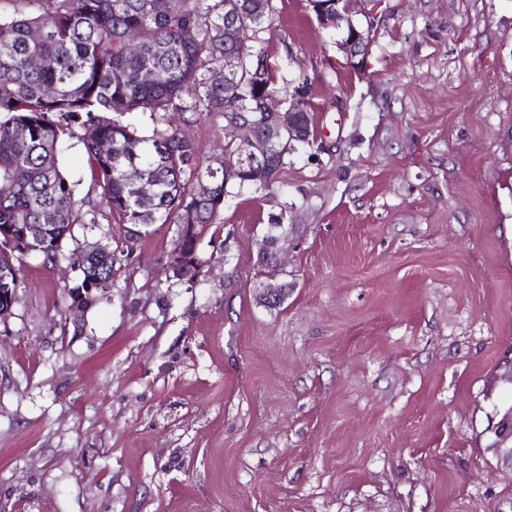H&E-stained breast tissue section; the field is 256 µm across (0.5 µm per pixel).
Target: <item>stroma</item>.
<instances>
[{
	"instance_id": "obj_1",
	"label": "stroma",
	"mask_w": 512,
	"mask_h": 512,
	"mask_svg": "<svg viewBox=\"0 0 512 512\" xmlns=\"http://www.w3.org/2000/svg\"><path fill=\"white\" fill-rule=\"evenodd\" d=\"M275 4L318 143L231 188L191 275L178 225L109 223L66 140L89 206L0 321V512H512V0H380L355 69L311 0ZM179 129L223 161V120ZM100 245L112 290L73 317Z\"/></svg>"
}]
</instances>
